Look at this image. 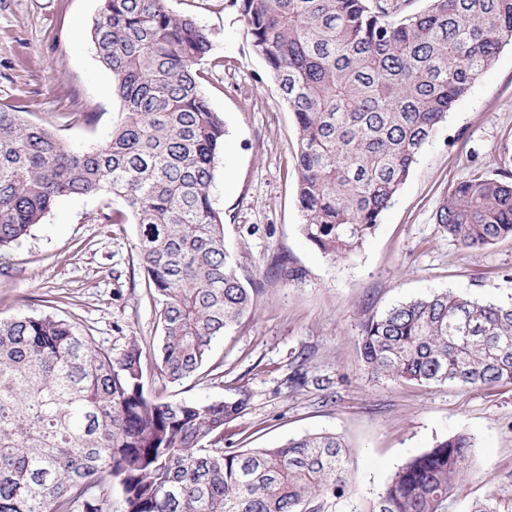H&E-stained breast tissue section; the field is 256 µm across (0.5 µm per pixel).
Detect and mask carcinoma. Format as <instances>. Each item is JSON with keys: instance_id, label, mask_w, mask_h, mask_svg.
Masks as SVG:
<instances>
[{"instance_id": "cac0c4a2", "label": "carcinoma", "mask_w": 512, "mask_h": 512, "mask_svg": "<svg viewBox=\"0 0 512 512\" xmlns=\"http://www.w3.org/2000/svg\"><path fill=\"white\" fill-rule=\"evenodd\" d=\"M226 0L293 114L302 236L332 261L375 232L457 101L512 45V0ZM121 120L100 145L70 147L0 107V249L72 195H106L104 224L132 218L155 302L160 376L180 384L251 310L210 186L224 120L201 89L212 42L169 0H101L91 28ZM437 222L462 249L512 239V181L475 171L449 187ZM375 379L476 389L512 384V304L453 291L400 302L358 337ZM137 339L119 353L50 315L0 319V512H453L471 483L464 432L407 460L365 495L336 433L226 448L243 390L204 402L151 396Z\"/></svg>"}]
</instances>
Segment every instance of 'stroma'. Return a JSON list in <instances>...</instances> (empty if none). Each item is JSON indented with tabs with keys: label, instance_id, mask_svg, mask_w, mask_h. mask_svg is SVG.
I'll return each mask as SVG.
<instances>
[{
	"label": "stroma",
	"instance_id": "35a3bbf8",
	"mask_svg": "<svg viewBox=\"0 0 512 512\" xmlns=\"http://www.w3.org/2000/svg\"><path fill=\"white\" fill-rule=\"evenodd\" d=\"M195 18L213 49L201 88L226 135L210 193L242 277L260 282L254 311L217 341L197 374L164 384L147 363L151 394L189 401L250 394L226 425L228 448H262L315 432L342 435L362 492L380 488L408 458L457 432L477 447V474L456 512L495 495L512 512V385L480 389L371 378L357 344L363 324L398 302L443 290L512 303V239L464 250L436 222L462 171L512 172V50L504 49L425 145L375 233L331 262L301 235L293 115L247 27L224 0H170ZM100 0H0V106L23 108L75 149L103 141L118 119L111 73L90 29ZM102 195L57 201L29 235L0 250V319L53 315L120 352L160 336L135 249V224H102ZM297 278H290L289 270ZM308 382L286 384L299 353Z\"/></svg>",
	"mask_w": 512,
	"mask_h": 512
}]
</instances>
